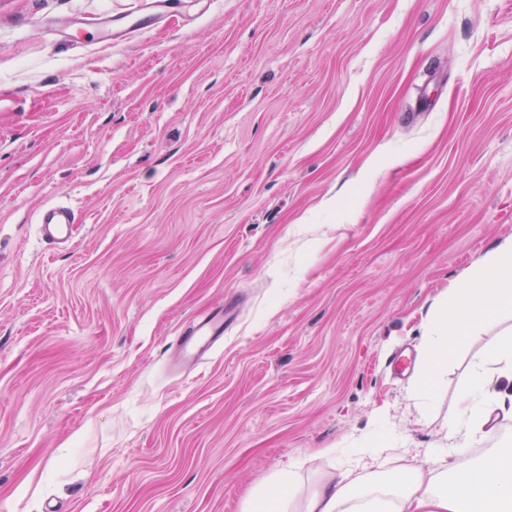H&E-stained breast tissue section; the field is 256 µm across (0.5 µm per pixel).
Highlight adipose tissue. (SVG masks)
Returning a JSON list of instances; mask_svg holds the SVG:
<instances>
[{
	"label": "adipose tissue",
	"instance_id": "obj_1",
	"mask_svg": "<svg viewBox=\"0 0 512 512\" xmlns=\"http://www.w3.org/2000/svg\"><path fill=\"white\" fill-rule=\"evenodd\" d=\"M512 314V238L487 251L461 283L431 305L415 394L431 411V387L478 329ZM512 418V326L502 327L462 379L448 411V445L427 466H400L385 484L353 469L302 493L296 472L284 470L257 487L241 512H512V450L473 466L459 463L470 441L495 417Z\"/></svg>",
	"mask_w": 512,
	"mask_h": 512
}]
</instances>
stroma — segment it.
Wrapping results in <instances>:
<instances>
[{
  "label": "stroma",
  "mask_w": 512,
  "mask_h": 512,
  "mask_svg": "<svg viewBox=\"0 0 512 512\" xmlns=\"http://www.w3.org/2000/svg\"><path fill=\"white\" fill-rule=\"evenodd\" d=\"M150 4L0 0V512H240L379 434V478L426 457L498 329L429 415L394 361L512 237V0H184L101 41ZM43 238L50 244H71L75 232V216L67 206H51L39 215ZM224 339V303L212 307L203 317L180 332L175 349L182 360L195 365L212 346Z\"/></svg>",
  "instance_id": "stroma-1"
}]
</instances>
